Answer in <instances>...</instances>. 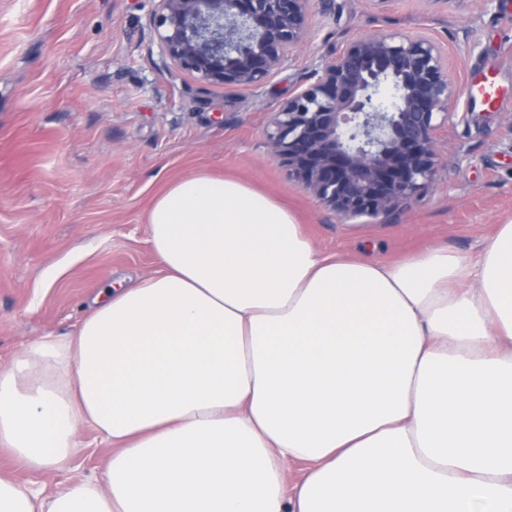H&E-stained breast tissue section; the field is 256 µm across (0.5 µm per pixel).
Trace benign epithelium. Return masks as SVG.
I'll return each instance as SVG.
<instances>
[{
  "instance_id": "1",
  "label": "benign epithelium",
  "mask_w": 512,
  "mask_h": 512,
  "mask_svg": "<svg viewBox=\"0 0 512 512\" xmlns=\"http://www.w3.org/2000/svg\"><path fill=\"white\" fill-rule=\"evenodd\" d=\"M148 27L160 67L224 89L265 84L334 0H156ZM457 97L448 51L423 32L372 34L323 60L272 113L270 155L325 210L386 216L439 172V132Z\"/></svg>"
}]
</instances>
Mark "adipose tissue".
Wrapping results in <instances>:
<instances>
[{
    "instance_id": "obj_1",
    "label": "adipose tissue",
    "mask_w": 512,
    "mask_h": 512,
    "mask_svg": "<svg viewBox=\"0 0 512 512\" xmlns=\"http://www.w3.org/2000/svg\"><path fill=\"white\" fill-rule=\"evenodd\" d=\"M147 227L155 274L0 369V446L69 475L0 477V512H512V221L474 258L327 255L202 172ZM87 426L96 481L71 473Z\"/></svg>"
}]
</instances>
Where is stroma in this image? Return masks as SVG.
<instances>
[{
	"instance_id": "obj_1",
	"label": "stroma",
	"mask_w": 512,
	"mask_h": 512,
	"mask_svg": "<svg viewBox=\"0 0 512 512\" xmlns=\"http://www.w3.org/2000/svg\"><path fill=\"white\" fill-rule=\"evenodd\" d=\"M261 88L162 73L148 18L156 0H0V367L45 335H71L106 283L158 270L147 219L168 183L205 172L269 194L323 253L399 260L431 246L477 253L512 219V0H337ZM425 31L448 47L458 87L494 68L510 88L487 112L458 95L440 132L458 159L420 198L345 223L323 211L265 147L272 112L329 53L377 33ZM84 428L72 466L96 478L111 455ZM0 475L54 492L0 447Z\"/></svg>"
}]
</instances>
